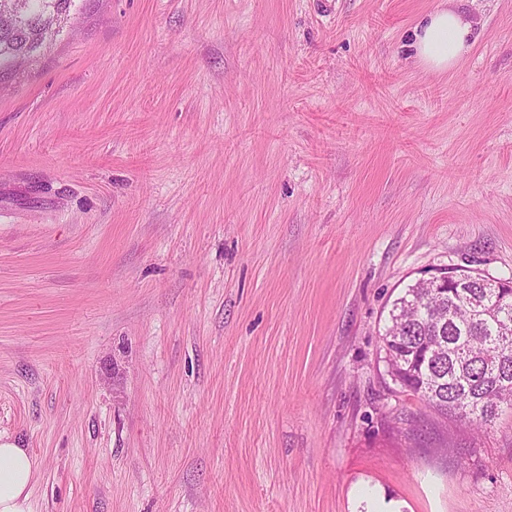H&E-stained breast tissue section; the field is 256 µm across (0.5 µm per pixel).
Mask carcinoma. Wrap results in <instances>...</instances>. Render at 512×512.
I'll list each match as a JSON object with an SVG mask.
<instances>
[{
	"label": "carcinoma",
	"instance_id": "1",
	"mask_svg": "<svg viewBox=\"0 0 512 512\" xmlns=\"http://www.w3.org/2000/svg\"><path fill=\"white\" fill-rule=\"evenodd\" d=\"M75 0H0L23 18L0 29V67L37 51L55 34ZM474 276L462 285L414 283L391 304L383 337L391 380L441 414L477 432L512 409V304Z\"/></svg>",
	"mask_w": 512,
	"mask_h": 512
}]
</instances>
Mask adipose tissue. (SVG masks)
Here are the masks:
<instances>
[{"instance_id":"1","label":"adipose tissue","mask_w":512,"mask_h":512,"mask_svg":"<svg viewBox=\"0 0 512 512\" xmlns=\"http://www.w3.org/2000/svg\"><path fill=\"white\" fill-rule=\"evenodd\" d=\"M463 2L448 0L447 7L416 26L412 46L427 70H452L468 52L472 24L461 9ZM37 468L38 460L28 449L0 436V512H30L29 489Z\"/></svg>"}]
</instances>
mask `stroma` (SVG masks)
Returning <instances> with one entry per match:
<instances>
[{"instance_id":"obj_1","label":"stroma","mask_w":512,"mask_h":512,"mask_svg":"<svg viewBox=\"0 0 512 512\" xmlns=\"http://www.w3.org/2000/svg\"><path fill=\"white\" fill-rule=\"evenodd\" d=\"M76 0L0 68V434L30 512H512L395 385L392 301L512 281V0ZM469 0H448V7L428 14L414 29L416 59L431 72L450 71L470 48L472 23L460 5Z\"/></svg>"}]
</instances>
